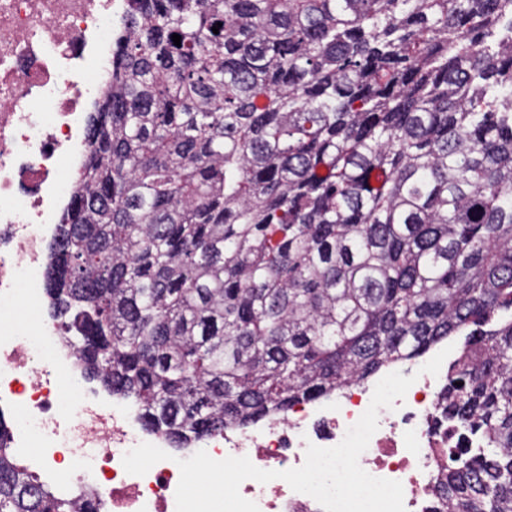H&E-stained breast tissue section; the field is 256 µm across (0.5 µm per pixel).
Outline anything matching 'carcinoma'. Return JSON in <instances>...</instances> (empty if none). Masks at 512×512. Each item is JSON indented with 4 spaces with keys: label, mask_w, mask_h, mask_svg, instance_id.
Listing matches in <instances>:
<instances>
[{
    "label": "carcinoma",
    "mask_w": 512,
    "mask_h": 512,
    "mask_svg": "<svg viewBox=\"0 0 512 512\" xmlns=\"http://www.w3.org/2000/svg\"><path fill=\"white\" fill-rule=\"evenodd\" d=\"M128 2L46 288L147 427L182 447L512 309V0ZM468 336L448 417L487 447L439 493L512 512V318ZM6 439L0 512H95Z\"/></svg>",
    "instance_id": "obj_1"
}]
</instances>
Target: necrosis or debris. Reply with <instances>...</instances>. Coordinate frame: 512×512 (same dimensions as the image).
<instances>
[{
  "label": "necrosis or debris",
  "mask_w": 512,
  "mask_h": 512,
  "mask_svg": "<svg viewBox=\"0 0 512 512\" xmlns=\"http://www.w3.org/2000/svg\"><path fill=\"white\" fill-rule=\"evenodd\" d=\"M126 0H0V316L27 310L32 327H0V403L14 410L11 446L52 473L60 492L80 483L98 512H176L178 460L248 457L262 470L303 465L308 444L337 445L370 405L375 381L303 401L279 415L228 426L178 449L147 430L133 401L93 393L59 324L43 310L46 245L73 196L88 140V109L112 79V36ZM399 365L416 381L359 458L370 475L401 482L406 512H438L434 486L449 457L476 454L481 433L449 423L441 394L449 372ZM170 452L147 474H128L140 443ZM241 495L259 512H324L281 479L245 480Z\"/></svg>",
  "instance_id": "1"
}]
</instances>
